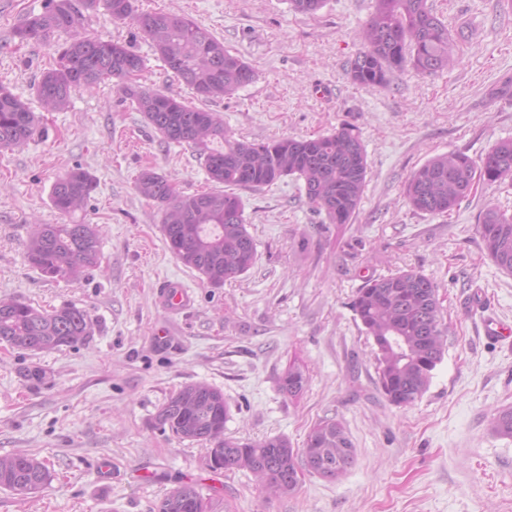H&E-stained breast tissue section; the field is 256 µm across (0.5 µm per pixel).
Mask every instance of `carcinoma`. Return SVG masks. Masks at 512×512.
Returning <instances> with one entry per match:
<instances>
[{
  "label": "carcinoma",
  "mask_w": 512,
  "mask_h": 512,
  "mask_svg": "<svg viewBox=\"0 0 512 512\" xmlns=\"http://www.w3.org/2000/svg\"><path fill=\"white\" fill-rule=\"evenodd\" d=\"M299 13L315 14L324 0H288ZM104 9L115 21L131 22L149 40L167 70L204 101L230 98L258 78V71L224 48V42L192 18L174 11L138 12L136 0H51L40 14L15 30L18 43L46 42L56 35L54 65L36 85L48 112L65 110L73 92L93 91L107 80L133 103L166 144H186L203 158L218 189L196 194L179 191L176 181L152 168L141 170L136 191L161 213V231L170 252L214 288L246 273L257 248L246 227L239 189L259 190L294 176L303 182L308 203L328 224H350L366 187L368 160L353 129L310 138L281 137L258 143L238 140L224 130L215 112L188 104L179 94L141 83L144 59L126 44L88 35L90 14ZM464 35L454 33L428 0H376L374 13L360 31L362 49L348 66L351 80L387 88L392 76L412 68L432 76L459 61ZM42 116L0 86V150L20 147L41 132ZM512 179V139L502 140L475 160L462 151L427 159L408 177L407 203L432 215L451 212L479 185ZM97 182L77 166L57 178L50 200L67 224H37L24 244V260L41 275L78 278L101 260L100 232L74 216L85 210ZM484 254L512 275V213L488 205L475 228ZM375 347L378 385L395 406L414 404L426 392L448 342L440 288L421 271L400 269L369 275L351 303ZM91 329L86 310L74 305L44 310L12 298L0 299V343L30 352L59 350L86 339ZM305 363L294 360L279 377L290 398L308 385ZM229 407L224 393L192 383L172 394L159 409L158 425L180 441L208 446L207 465L214 472L246 469L276 494H293L303 472L336 481L355 463L356 450L346 428L323 418L309 430L300 448L287 439L241 440L226 436ZM492 432L512 439V406L497 411ZM49 479L46 464L28 454L0 457V488L35 494ZM195 487L173 488L159 512H206Z\"/></svg>",
  "instance_id": "obj_1"
}]
</instances>
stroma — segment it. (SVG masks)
I'll return each mask as SVG.
<instances>
[{"mask_svg":"<svg viewBox=\"0 0 512 512\" xmlns=\"http://www.w3.org/2000/svg\"><path fill=\"white\" fill-rule=\"evenodd\" d=\"M432 3L466 36L459 65L430 77L408 69L371 88L347 69L374 0H326L314 15L288 0H138L143 11L188 14L258 70L235 96L205 104L236 138L301 139L348 126L367 153V187L350 224L324 223L291 177L242 191L257 260L220 288L172 255L157 207L135 189L151 167L175 176L184 193L211 190L198 155L161 143L111 81L74 92L64 111L43 112L35 85L54 45H21L14 32L49 0H10L0 11V84L45 115L24 148L0 150V298L47 310L72 304L91 318L90 335L72 347L0 345V456L34 455L50 473L36 494L0 489V512H158L180 482L195 486L207 512H512V439L490 425L512 406V342L482 332L488 314L512 326V275L485 257L475 233L485 206L512 213V181L483 186L449 216L415 211L404 198L408 176L429 157L475 159L512 139V98L494 95L512 76V7ZM87 30L141 55L148 85L192 99L135 24L101 11ZM75 166L97 179L83 217L101 231L103 258L79 280H52L27 265L23 248L32 225L63 223L49 191ZM407 268L438 283L448 349L424 395L398 407L378 388L373 341L351 302L365 276ZM171 279L193 294L176 316L155 297ZM476 301L486 311L473 309ZM165 325L171 334L161 342L155 331ZM296 357L310 379L291 399L278 380ZM35 366L38 384L25 378ZM197 382L223 392L225 433L238 439L279 436L298 448L320 418L340 420L354 466L333 482L304 474L290 495L262 492L246 470L212 472L204 445L156 421L175 391ZM103 461L112 465L106 481Z\"/></svg>","mask_w":512,"mask_h":512,"instance_id":"1","label":"stroma"}]
</instances>
